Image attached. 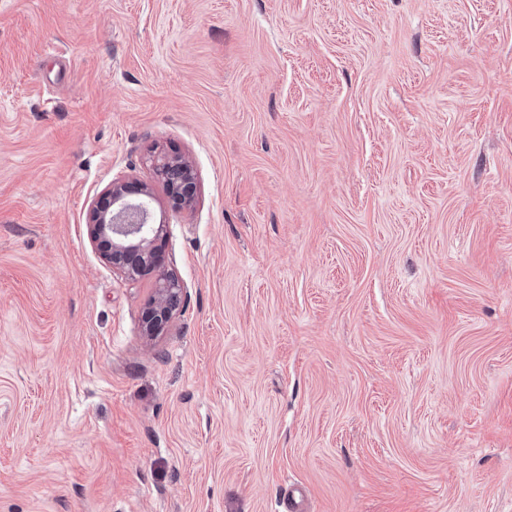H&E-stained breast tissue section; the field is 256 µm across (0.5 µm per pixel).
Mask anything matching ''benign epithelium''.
Here are the masks:
<instances>
[{
	"label": "benign epithelium",
	"instance_id": "benign-epithelium-1",
	"mask_svg": "<svg viewBox=\"0 0 512 512\" xmlns=\"http://www.w3.org/2000/svg\"><path fill=\"white\" fill-rule=\"evenodd\" d=\"M152 170L176 206L192 205L195 185L188 160L160 155L154 159ZM128 194L124 180H112L91 210L89 237L112 270L125 279L134 281L147 271L155 274V288L146 301L142 326L143 335L151 338L163 331L180 309L184 287L162 265L161 243L169 231L168 225L154 220L150 186L143 185L135 199Z\"/></svg>",
	"mask_w": 512,
	"mask_h": 512
}]
</instances>
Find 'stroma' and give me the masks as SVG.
I'll return each mask as SVG.
<instances>
[{
	"instance_id": "obj_1",
	"label": "stroma",
	"mask_w": 512,
	"mask_h": 512,
	"mask_svg": "<svg viewBox=\"0 0 512 512\" xmlns=\"http://www.w3.org/2000/svg\"><path fill=\"white\" fill-rule=\"evenodd\" d=\"M117 177L186 288L152 340ZM292 488L512 512V0H0V512ZM152 170L162 180L176 206L183 209L192 205L196 188L188 160L160 155L154 159ZM127 183L115 178L92 208L89 237L103 259L127 280L155 273V288L146 301L143 335L157 336L180 309L184 287L162 265L160 244L168 238V224H156L152 190L144 184L139 197H128ZM135 199V200H132Z\"/></svg>"
}]
</instances>
